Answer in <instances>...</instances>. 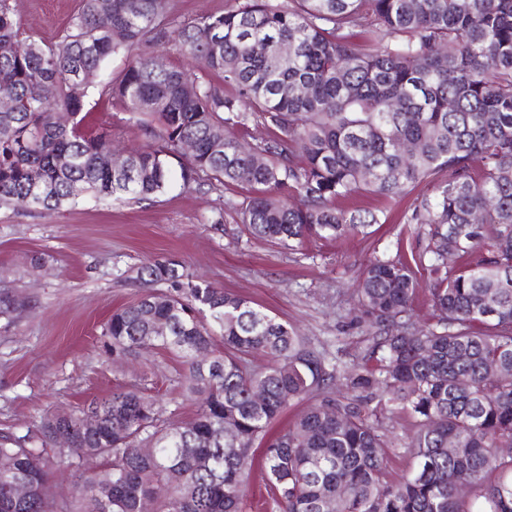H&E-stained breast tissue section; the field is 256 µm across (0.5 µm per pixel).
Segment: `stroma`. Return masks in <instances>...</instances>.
Instances as JSON below:
<instances>
[{
  "mask_svg": "<svg viewBox=\"0 0 512 512\" xmlns=\"http://www.w3.org/2000/svg\"><path fill=\"white\" fill-rule=\"evenodd\" d=\"M11 6L23 29L55 41L80 0H11ZM129 60L124 51L105 59L84 108L87 129L109 131L120 152L146 138L101 87L121 77ZM432 193L420 185L391 205L387 223L337 240L309 238L291 249L248 235L224 208L228 190L206 183L175 185L139 204L88 194L53 211L0 207V287L28 302L0 317V435H24L42 418L108 397L119 386L156 396L173 425L192 418L194 405L180 396L185 370L177 357L147 348L121 360L101 342L112 312L143 293L136 273L154 259H178L201 279L249 298L309 337L328 369L340 373L361 363L371 333L355 281L373 257H410L417 241L405 218L417 198ZM219 214L224 222L217 226ZM380 422L394 439L386 471L397 481L413 464L405 451L409 424L387 414ZM49 455L60 500L73 482L102 466L98 459L73 463L56 449Z\"/></svg>",
  "mask_w": 512,
  "mask_h": 512,
  "instance_id": "35a3bbf8",
  "label": "stroma"
}]
</instances>
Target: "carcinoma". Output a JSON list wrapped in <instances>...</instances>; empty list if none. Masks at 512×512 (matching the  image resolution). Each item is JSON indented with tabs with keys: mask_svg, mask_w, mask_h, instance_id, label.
<instances>
[{
	"mask_svg": "<svg viewBox=\"0 0 512 512\" xmlns=\"http://www.w3.org/2000/svg\"><path fill=\"white\" fill-rule=\"evenodd\" d=\"M229 2L179 20L156 0H81L46 43L0 0V87L14 95L0 111V204L52 210L88 193L141 202L207 181L243 190L224 209L250 235L292 248L387 219L342 198L363 190L390 202L429 183L408 219L419 249L409 261L374 257L357 282L374 365L338 377L259 305L177 260L150 261L137 271L148 289L103 324V346L116 358L147 346L181 358L192 419L173 426L155 397L120 387L22 437L1 435L0 512H141L146 501L152 512H245L258 451L280 512H512V456L500 452L512 448V0ZM169 45L198 71L168 66ZM139 46L108 92L150 142L117 173L100 164L109 133L86 132L78 116L102 62ZM50 101L76 119L58 123ZM252 124L267 130L251 143L258 163L243 152ZM184 141L194 152L176 175L170 158ZM416 268L431 279L433 323L422 329L407 324ZM23 306L0 290L1 316ZM254 354L270 361L254 369ZM311 394L303 415L272 431ZM385 413L412 420L414 467L398 483L385 475ZM66 440L103 471L59 507L48 446Z\"/></svg>",
	"mask_w": 512,
	"mask_h": 512,
	"instance_id": "1",
	"label": "carcinoma"
}]
</instances>
